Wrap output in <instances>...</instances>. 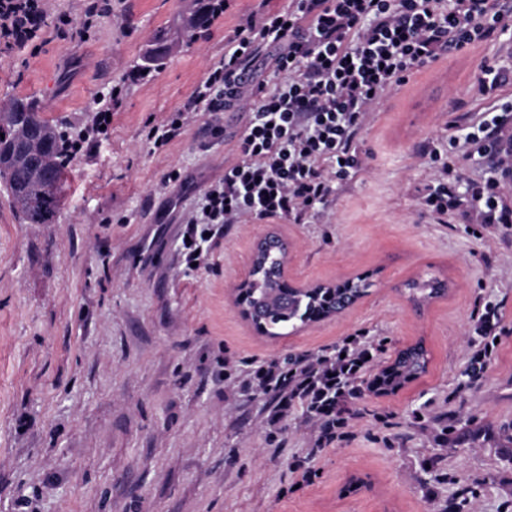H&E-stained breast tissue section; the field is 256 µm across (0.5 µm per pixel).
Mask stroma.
<instances>
[{
  "label": "stroma",
  "instance_id": "obj_1",
  "mask_svg": "<svg viewBox=\"0 0 512 512\" xmlns=\"http://www.w3.org/2000/svg\"><path fill=\"white\" fill-rule=\"evenodd\" d=\"M259 2L230 0L191 39L170 42L163 66L127 91L111 136L72 157L51 223L25 222L0 188V512H438L454 488L426 482L428 454L481 483L473 512H512L499 443L442 442L417 417L512 421V227L440 224L418 202L431 142L449 121L465 124L480 61L512 65V38L444 55L387 95L360 134L367 165L337 181L323 217L230 225L194 266L183 218L237 159L252 114L200 113L156 153L147 124L188 100ZM195 9L112 0L89 39L1 52L0 112L22 100L75 130L154 36ZM271 227L292 245L289 282L367 273L369 295L340 317L258 335L230 290ZM431 276L448 280V294L414 311L400 286ZM487 305L500 315L498 343L485 378L461 390L456 376ZM352 336L379 345L381 362L423 343L428 371L367 396L370 416L318 453L316 423L292 412L270 423L243 383L283 352L315 354ZM354 478L362 487L345 493Z\"/></svg>",
  "mask_w": 512,
  "mask_h": 512
}]
</instances>
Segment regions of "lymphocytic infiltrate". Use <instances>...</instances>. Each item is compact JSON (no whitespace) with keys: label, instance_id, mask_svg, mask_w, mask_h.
Returning <instances> with one entry per match:
<instances>
[{"label":"lymphocytic infiltrate","instance_id":"f902f5d3","mask_svg":"<svg viewBox=\"0 0 512 512\" xmlns=\"http://www.w3.org/2000/svg\"><path fill=\"white\" fill-rule=\"evenodd\" d=\"M112 0H87L80 18L50 16L46 0H0V47L37 53L49 39L88 37ZM512 33L505 0H288L260 8L224 44V58L207 72L188 101L147 138L160 151L197 112L248 108L253 119L239 141L240 157L211 184L199 211L186 220L189 260L207 235L229 224L322 215L336 183L366 166L359 135L380 101L410 75L453 50ZM274 49L271 81L248 76V65ZM475 107L464 137L429 153L430 182L421 206L438 223H512V70L477 66ZM123 96L113 86L86 124L69 135L71 153L95 147ZM477 169L468 195L456 184Z\"/></svg>","mask_w":512,"mask_h":512}]
</instances>
